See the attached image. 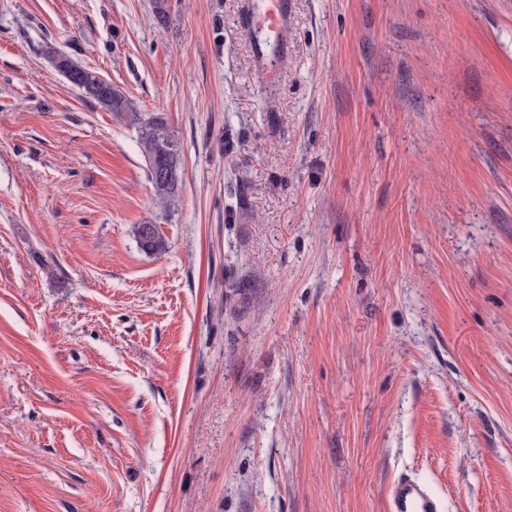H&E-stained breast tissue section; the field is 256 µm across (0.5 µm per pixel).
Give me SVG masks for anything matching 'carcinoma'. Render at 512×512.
Returning <instances> with one entry per match:
<instances>
[{"instance_id":"cac0c4a2","label":"carcinoma","mask_w":512,"mask_h":512,"mask_svg":"<svg viewBox=\"0 0 512 512\" xmlns=\"http://www.w3.org/2000/svg\"><path fill=\"white\" fill-rule=\"evenodd\" d=\"M82 89L90 99L110 112L125 116L135 127L143 153L147 177L158 203L169 207L175 203L183 180L182 160L177 141L168 123L160 114L146 115L137 110L124 93L102 79L97 72L80 68ZM167 169L164 179L154 177L158 169ZM141 248L152 254L167 251V240L155 224H138L134 228Z\"/></svg>"}]
</instances>
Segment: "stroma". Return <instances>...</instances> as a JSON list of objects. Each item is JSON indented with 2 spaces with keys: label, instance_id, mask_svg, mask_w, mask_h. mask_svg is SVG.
<instances>
[{
  "label": "stroma",
  "instance_id": "stroma-1",
  "mask_svg": "<svg viewBox=\"0 0 512 512\" xmlns=\"http://www.w3.org/2000/svg\"><path fill=\"white\" fill-rule=\"evenodd\" d=\"M245 2L0 0V512H512V0ZM292 0H264L261 8L248 3L245 26L253 40V58L258 71L268 83L277 81L279 68L288 45L285 30L290 20ZM62 58L65 70L71 67L80 68L79 89L109 112L124 115L135 127L146 163L147 177L156 200L163 207L174 205L183 180L182 160L178 143L165 117L160 114L146 115L139 112L124 93L102 79L97 72L74 64V61L66 56ZM157 168L167 169L165 179L154 177ZM134 231L138 243L144 251L152 254H159L167 251V240L159 232L157 225L138 224L135 226ZM441 500L433 488L413 475L395 479L387 492L388 512H441Z\"/></svg>",
  "mask_w": 512,
  "mask_h": 512
}]
</instances>
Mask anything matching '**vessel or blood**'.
Returning a JSON list of instances; mask_svg holds the SVG:
<instances>
[{
	"label": "vessel or blood",
	"mask_w": 512,
	"mask_h": 512,
	"mask_svg": "<svg viewBox=\"0 0 512 512\" xmlns=\"http://www.w3.org/2000/svg\"><path fill=\"white\" fill-rule=\"evenodd\" d=\"M292 0H263L262 7H248L245 26L253 40V58L266 82H276L277 62L287 52L285 31ZM441 500L433 488L406 474L395 479L387 492V512H441Z\"/></svg>",
	"instance_id": "b4317fda"
}]
</instances>
